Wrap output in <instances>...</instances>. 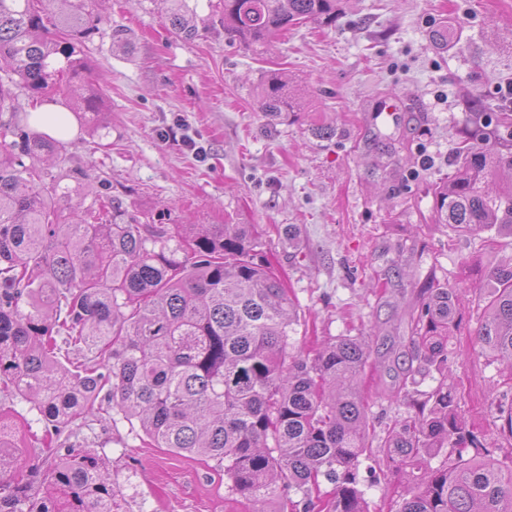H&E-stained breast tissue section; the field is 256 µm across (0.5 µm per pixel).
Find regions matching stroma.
Listing matches in <instances>:
<instances>
[{
	"label": "stroma",
	"mask_w": 512,
	"mask_h": 512,
	"mask_svg": "<svg viewBox=\"0 0 512 512\" xmlns=\"http://www.w3.org/2000/svg\"><path fill=\"white\" fill-rule=\"evenodd\" d=\"M195 39L171 28L162 0H108L129 43L95 36L84 52L104 91L102 129L79 126L53 174L94 196L123 201L149 224H253L299 304L293 343L367 336L364 378L370 423L384 436L407 405L397 356L408 349V314L430 277L458 290L460 324L448 345L456 401L497 458L512 438L497 419L512 403L503 366L478 342L477 294L492 265L512 256V237L459 235L432 220L435 183L474 102L502 104L512 86V0H342L335 24L310 21L262 46L225 33L221 8L189 0ZM447 28V46L432 34ZM285 73L300 112H264L262 77ZM394 101L393 120L376 108ZM206 159L164 135L174 117ZM335 127L322 140L314 127ZM292 224L295 239L277 234ZM119 512H246L216 461L143 442L123 420L94 424ZM358 468L369 512H387L402 489L392 471Z\"/></svg>",
	"instance_id": "35a3bbf8"
}]
</instances>
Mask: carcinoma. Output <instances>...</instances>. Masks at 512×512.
<instances>
[{
  "label": "carcinoma",
  "instance_id": "obj_1",
  "mask_svg": "<svg viewBox=\"0 0 512 512\" xmlns=\"http://www.w3.org/2000/svg\"><path fill=\"white\" fill-rule=\"evenodd\" d=\"M55 2L64 8L51 10ZM96 2L0 0V126L16 136L0 142V394L31 404L50 449L46 467L17 470L15 428L0 407V512H115L106 459L60 436L116 415L156 448L224 465L228 491L250 512H368L357 480L363 455L410 484L394 512H512V465L493 457L448 387L458 296L447 282L430 280L409 314L398 386L409 411L375 446L362 392L366 337L295 350L299 305L254 225L142 224L115 198L71 220L69 188L44 184L43 158L59 147L29 129L16 90L64 85L75 111L97 123L103 92L89 85L82 50L106 21ZM164 2L172 29L194 39L187 0ZM221 2L224 32L249 45L307 20L333 22L339 7ZM258 96L270 113L300 110L277 76ZM452 166L434 188L435 223L512 236V181L496 186L512 170V108L467 113ZM489 277L478 340L512 368V261ZM416 362L440 376L422 400L409 398ZM373 446L377 455H366ZM446 450L452 460L432 466ZM321 477L334 485L324 499L312 492Z\"/></svg>",
  "mask_w": 512,
  "mask_h": 512
}]
</instances>
